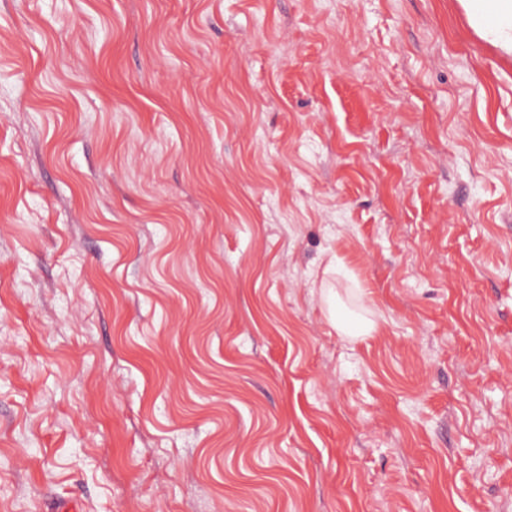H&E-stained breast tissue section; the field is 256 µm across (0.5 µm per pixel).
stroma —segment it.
Here are the masks:
<instances>
[{
  "label": "stroma",
  "instance_id": "obj_1",
  "mask_svg": "<svg viewBox=\"0 0 512 512\" xmlns=\"http://www.w3.org/2000/svg\"><path fill=\"white\" fill-rule=\"evenodd\" d=\"M62 501L512 512V57L458 0H0V512Z\"/></svg>",
  "mask_w": 512,
  "mask_h": 512
}]
</instances>
